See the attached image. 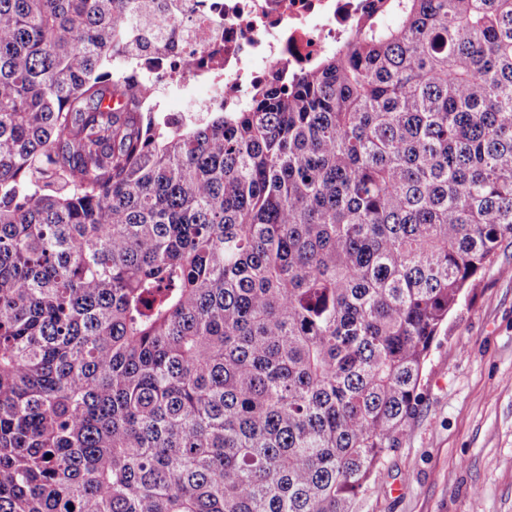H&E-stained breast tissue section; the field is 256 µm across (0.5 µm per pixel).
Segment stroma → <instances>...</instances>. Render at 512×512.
Instances as JSON below:
<instances>
[{
    "label": "stroma",
    "mask_w": 512,
    "mask_h": 512,
    "mask_svg": "<svg viewBox=\"0 0 512 512\" xmlns=\"http://www.w3.org/2000/svg\"><path fill=\"white\" fill-rule=\"evenodd\" d=\"M512 244L435 338L407 426L354 512H512Z\"/></svg>",
    "instance_id": "stroma-1"
}]
</instances>
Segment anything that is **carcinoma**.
Instances as JSON below:
<instances>
[{"label":"carcinoma","instance_id":"obj_1","mask_svg":"<svg viewBox=\"0 0 512 512\" xmlns=\"http://www.w3.org/2000/svg\"><path fill=\"white\" fill-rule=\"evenodd\" d=\"M366 2L170 129L143 0H0V512H353L512 240V0Z\"/></svg>","mask_w":512,"mask_h":512}]
</instances>
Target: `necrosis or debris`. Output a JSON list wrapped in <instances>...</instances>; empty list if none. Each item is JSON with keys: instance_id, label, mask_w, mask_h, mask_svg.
<instances>
[{"instance_id": "necrosis-or-debris-1", "label": "necrosis or debris", "mask_w": 512, "mask_h": 512, "mask_svg": "<svg viewBox=\"0 0 512 512\" xmlns=\"http://www.w3.org/2000/svg\"><path fill=\"white\" fill-rule=\"evenodd\" d=\"M362 0H164L131 26L118 72L161 89L203 82L215 94L197 111L245 107L254 90L284 84L335 50L352 31Z\"/></svg>"}]
</instances>
